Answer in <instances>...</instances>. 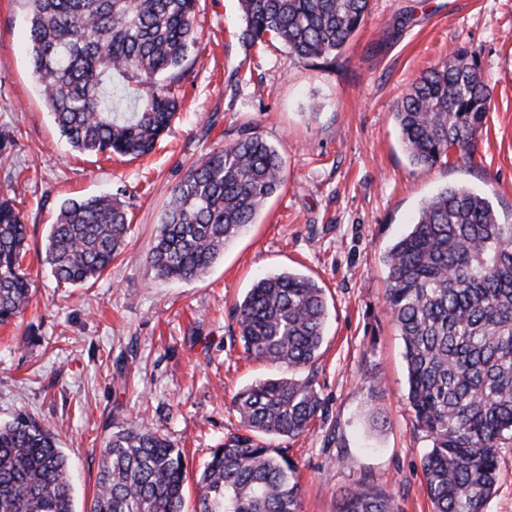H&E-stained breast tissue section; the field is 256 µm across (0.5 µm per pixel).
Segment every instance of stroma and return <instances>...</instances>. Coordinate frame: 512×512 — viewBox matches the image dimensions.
<instances>
[{
	"label": "stroma",
	"instance_id": "1",
	"mask_svg": "<svg viewBox=\"0 0 512 512\" xmlns=\"http://www.w3.org/2000/svg\"><path fill=\"white\" fill-rule=\"evenodd\" d=\"M197 43L175 82L180 108L148 155L72 150L32 74L26 0H0V195L27 226L31 303L0 326V424L25 413L56 426L77 512H90L101 451L116 419L148 424L189 460L187 512L200 465L243 428L233 396L275 367L243 352L232 314L255 278L296 271L325 290V336L313 372L323 410L299 437L277 438L298 467L301 512H336L358 480L399 512H432L422 472L431 442L406 399L403 344L384 300L387 247L422 200L444 187L487 197L512 222V0H371L332 66L279 42L246 47L238 0H198ZM475 51L491 108L467 155L413 164L394 112L413 81L449 52ZM256 132L283 158L285 186L212 268L158 278L146 261L167 193L191 165ZM112 195L130 232L96 281L57 283L49 228L71 198ZM382 385L373 398L369 374ZM383 426H372L371 402Z\"/></svg>",
	"mask_w": 512,
	"mask_h": 512
}]
</instances>
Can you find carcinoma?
<instances>
[{
  "mask_svg": "<svg viewBox=\"0 0 512 512\" xmlns=\"http://www.w3.org/2000/svg\"><path fill=\"white\" fill-rule=\"evenodd\" d=\"M30 64L53 122L76 151L132 159L152 151L179 106L172 91L196 44L197 0H26ZM249 46L272 38L315 64L336 58L361 28L370 0H239ZM137 83L133 108L113 77ZM491 88L474 53L454 50L421 73L394 118L416 164L468 153ZM284 187L279 151L247 134L192 166L169 191L147 262L165 279L191 280L253 223ZM129 224L109 196L70 199L50 226L45 264L82 286L118 257ZM27 227L0 200V324L26 309ZM385 304L404 343L407 401L432 446L422 461L433 512H484L512 438V222L485 197L446 187L420 207L412 230L386 251ZM244 353L291 374L256 380L233 405L244 435L203 463L196 512H300L297 467L268 437L295 438L322 410L313 376L324 336V289L288 272L258 278L234 307ZM91 512H184L181 449L151 427L112 425ZM57 430L28 415L0 424V512H75ZM337 512H396L364 482Z\"/></svg>",
  "mask_w": 512,
  "mask_h": 512,
  "instance_id": "1",
  "label": "carcinoma"
}]
</instances>
